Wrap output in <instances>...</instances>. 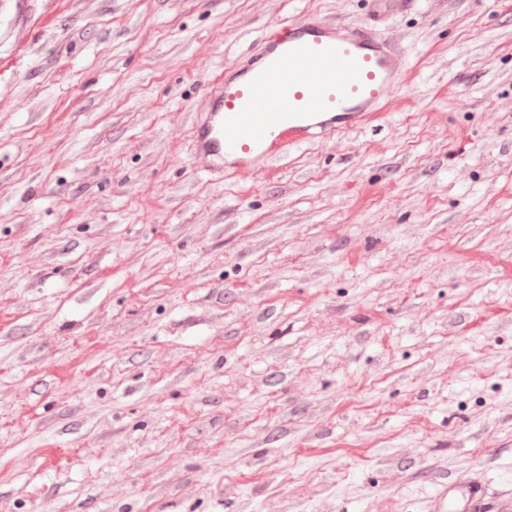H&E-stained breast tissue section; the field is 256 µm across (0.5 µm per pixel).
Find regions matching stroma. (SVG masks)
Here are the masks:
<instances>
[{"label": "stroma", "mask_w": 512, "mask_h": 512, "mask_svg": "<svg viewBox=\"0 0 512 512\" xmlns=\"http://www.w3.org/2000/svg\"><path fill=\"white\" fill-rule=\"evenodd\" d=\"M0 0V512H512V7L413 0L381 118L192 163L212 78L365 0ZM484 486L477 479L444 482L437 490L434 512H483L486 508Z\"/></svg>", "instance_id": "obj_1"}]
</instances>
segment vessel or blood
Masks as SVG:
<instances>
[{
	"label": "vessel or blood",
	"instance_id": "obj_1",
	"mask_svg": "<svg viewBox=\"0 0 512 512\" xmlns=\"http://www.w3.org/2000/svg\"><path fill=\"white\" fill-rule=\"evenodd\" d=\"M407 2L368 0V20L359 26L313 19L272 28L215 79L209 109L192 129L195 167L243 171L377 120L406 67L377 23ZM485 509L475 479L442 483L433 505V512Z\"/></svg>",
	"mask_w": 512,
	"mask_h": 512
}]
</instances>
